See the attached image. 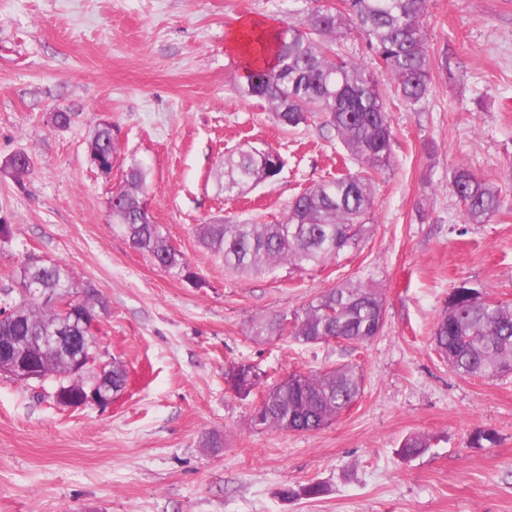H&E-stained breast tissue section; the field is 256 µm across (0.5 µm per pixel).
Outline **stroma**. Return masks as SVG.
I'll return each instance as SVG.
<instances>
[{
  "label": "stroma",
  "mask_w": 512,
  "mask_h": 512,
  "mask_svg": "<svg viewBox=\"0 0 512 512\" xmlns=\"http://www.w3.org/2000/svg\"><path fill=\"white\" fill-rule=\"evenodd\" d=\"M296 0H0V160L27 154L22 181L0 176V289L28 255L97 289L102 359L128 381L106 408H68L52 380L0 374V512H512V374L463 378L431 336L459 281L512 304V212L469 224L448 183L466 166L512 191V0H430L428 50L446 58L416 107L380 75L391 167L377 175L358 246L303 270L241 277L201 245L220 217L281 220L312 183L356 171L321 120L281 126L244 96L227 48L236 19L279 24ZM52 112H67L59 128ZM119 154L111 178L88 161L99 122ZM273 148L276 180L224 194V156ZM150 169L154 221L200 286L169 274L113 232L110 201L130 158ZM379 288L384 325L358 349L290 336L255 340L252 321L301 314L346 281ZM248 363L272 385L294 372L357 366L363 391L316 432L252 423L259 393L227 389ZM478 430L495 444L475 447ZM429 449L411 460L409 435ZM216 435L221 447L204 442ZM323 483L312 498L301 488ZM296 490L283 498L284 488Z\"/></svg>",
  "instance_id": "35a3bbf8"
}]
</instances>
